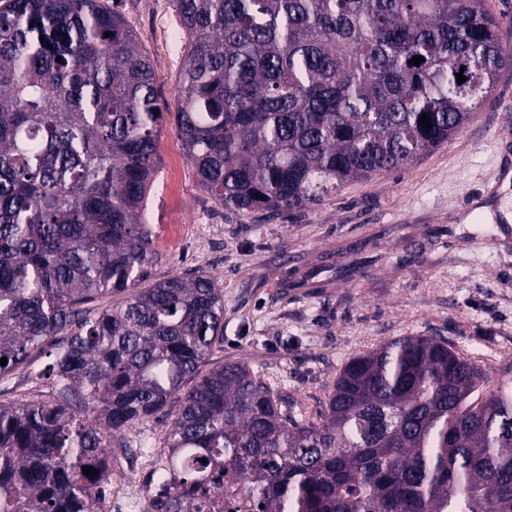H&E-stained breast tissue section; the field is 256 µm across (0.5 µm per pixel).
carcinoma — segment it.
I'll return each instance as SVG.
<instances>
[{
  "label": "carcinoma",
  "instance_id": "carcinoma-1",
  "mask_svg": "<svg viewBox=\"0 0 512 512\" xmlns=\"http://www.w3.org/2000/svg\"><path fill=\"white\" fill-rule=\"evenodd\" d=\"M172 2L189 45L176 126L231 211L296 212L408 164L512 64L483 0ZM155 84L108 0H0V374L52 343L58 386L0 403V512H88L112 484L106 443L161 414L147 512L238 490L257 512H512V380L440 336L349 360L317 423L244 364L184 388L224 342V296L204 272L132 291L157 259ZM112 293L127 299L90 316Z\"/></svg>",
  "mask_w": 512,
  "mask_h": 512
}]
</instances>
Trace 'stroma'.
<instances>
[{
    "mask_svg": "<svg viewBox=\"0 0 512 512\" xmlns=\"http://www.w3.org/2000/svg\"><path fill=\"white\" fill-rule=\"evenodd\" d=\"M175 102L187 41L171 0H121ZM512 134V67L451 139L401 168L352 181L318 205L269 218L218 204L165 116L143 220L159 255L150 282L211 274L224 295V343L199 367L241 362L318 420L347 362L402 336H439L492 376L512 369V243L466 210ZM48 351L0 377V402L54 394ZM169 425H137L111 451L164 454Z\"/></svg>",
    "mask_w": 512,
    "mask_h": 512,
    "instance_id": "obj_1",
    "label": "stroma"
}]
</instances>
